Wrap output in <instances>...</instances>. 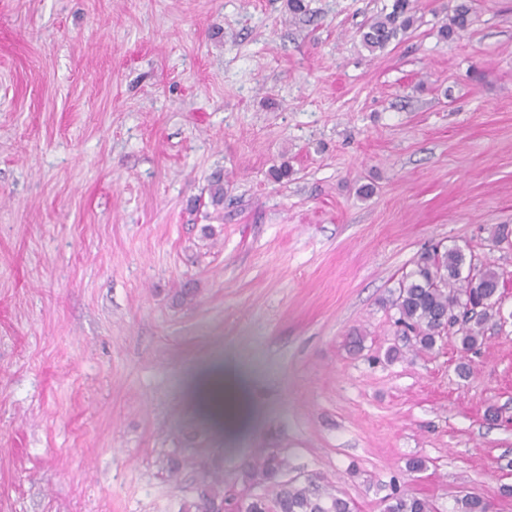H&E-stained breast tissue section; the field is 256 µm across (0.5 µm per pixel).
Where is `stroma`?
Instances as JSON below:
<instances>
[{
  "mask_svg": "<svg viewBox=\"0 0 512 512\" xmlns=\"http://www.w3.org/2000/svg\"><path fill=\"white\" fill-rule=\"evenodd\" d=\"M393 2L0 0V512H178L267 448L356 512H512V0L369 51ZM436 245L507 273L477 352L397 332ZM213 393L221 398L224 397V413L226 415L233 413L239 407L240 396L238 388L230 377L223 374L212 377L206 385V394L211 397ZM384 512H431V504L421 498L398 494L396 490L383 498Z\"/></svg>",
  "mask_w": 512,
  "mask_h": 512,
  "instance_id": "stroma-1",
  "label": "stroma"
}]
</instances>
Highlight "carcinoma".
<instances>
[{
    "instance_id": "cac0c4a2",
    "label": "carcinoma",
    "mask_w": 512,
    "mask_h": 512,
    "mask_svg": "<svg viewBox=\"0 0 512 512\" xmlns=\"http://www.w3.org/2000/svg\"><path fill=\"white\" fill-rule=\"evenodd\" d=\"M410 0H394L392 11L376 18L362 34L370 51L382 49L398 32L413 24ZM505 272L490 266H477L474 256L459 247L440 252H422L415 270L399 283L392 306L397 324L412 334L414 345L431 349L450 324L464 318L460 343L465 352L481 345L484 326L499 318ZM213 474L197 498L182 504L179 512H202L212 503H229L233 512H353L351 502L336 493L324 478L311 475L304 480L288 477V461L278 452L267 450L242 469L246 488L241 494L224 489L221 467L213 463ZM384 512H432L421 498L395 491L383 498ZM457 512H489L490 504L480 496L467 494L457 501Z\"/></svg>"
}]
</instances>
